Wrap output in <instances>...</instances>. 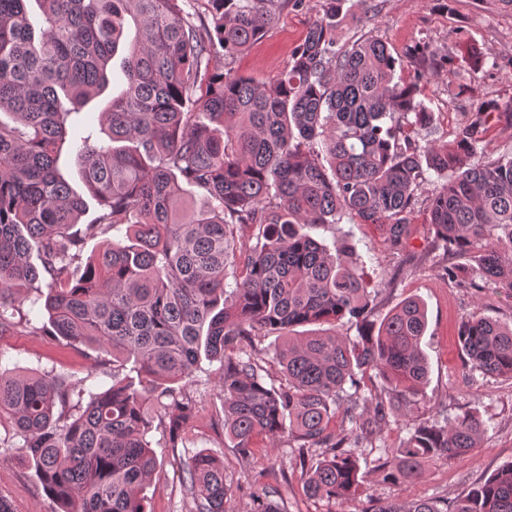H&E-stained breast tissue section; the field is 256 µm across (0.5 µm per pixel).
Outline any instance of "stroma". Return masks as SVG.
Here are the masks:
<instances>
[{"mask_svg": "<svg viewBox=\"0 0 512 512\" xmlns=\"http://www.w3.org/2000/svg\"><path fill=\"white\" fill-rule=\"evenodd\" d=\"M322 0H306L296 8L283 0L263 37L238 55L234 69L240 74L265 79L282 71L294 47L304 38L320 10ZM377 15L366 20L364 6H356L357 21L345 33L354 41L366 33L377 34L392 55L402 59L409 46L426 44L438 59L461 62L470 47L488 57H512V8L500 0H374ZM445 71L422 82L420 97L433 111L428 138L443 145L456 130L470 121L484 102H512V72L477 75L467 89L449 95ZM432 184L419 191L411 214L412 235L407 253L391 252L382 229L375 224L343 220L321 231L326 243L350 242L364 260V276L375 289V314L384 316L407 298L424 302L428 327L421 347L429 362L428 381L417 402L404 416L376 424L370 437H362L350 424L335 422L333 430L344 447L366 460L362 473L370 495L330 503L308 497L303 475L295 459L297 449L286 441L257 439L250 455H242L224 439L219 364H204L201 373L185 381L183 388L204 401L188 435L182 456L201 449L219 455L232 484L234 512H250L252 499L264 489L267 470L286 472L288 483L281 493L288 512H367L370 500L403 501L432 498L455 502L458 495L483 481L499 466L512 461V378L485 377L464 362L457 343L463 317L479 310L504 322L512 321V298L487 288H463L443 274L448 255L437 247L428 222V197ZM0 367L18 374L52 373L57 382L74 390L101 391L112 383V362L93 363L84 349L66 346L51 336H31L17 331L0 337ZM477 410L487 432L473 453L455 461L431 460L424 464L421 479L408 484L385 483L372 466L383 451L402 446L414 423L446 420L465 409ZM0 497L13 512H50L52 504L34 475L20 464L7 427H0ZM158 466L146 489L148 512H181L185 491L181 471L172 451L154 435Z\"/></svg>", "mask_w": 512, "mask_h": 512, "instance_id": "stroma-1", "label": "stroma"}]
</instances>
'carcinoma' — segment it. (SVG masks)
Segmentation results:
<instances>
[{"label":"carcinoma","instance_id":"cac0c4a2","mask_svg":"<svg viewBox=\"0 0 512 512\" xmlns=\"http://www.w3.org/2000/svg\"><path fill=\"white\" fill-rule=\"evenodd\" d=\"M0 0V335H49L97 358L112 355V385L82 403L49 375L0 369V423L21 439L17 459L34 470L54 512H146L157 460L151 435L185 443L201 400L177 383L222 368L224 438L243 455L254 440L287 438L299 448L306 495L329 502L366 494L358 453L336 441L344 419L362 435L407 409L428 368V326L417 298L373 319L371 292L354 248L334 251L310 231L357 217L378 224L389 250L406 249L417 193L434 174L429 223L454 260L448 281L512 295V153L497 154L490 128L512 123V104L481 106L454 139H427L433 112L418 80L441 66L426 45L405 58L416 81L395 80L398 60L381 38L345 49L350 0L321 13L278 75L234 72V58L272 21L278 0ZM126 89L100 112L91 141L81 117L104 91L106 70L129 27ZM223 50L213 55V44ZM448 89L472 74L512 67V58L447 61ZM78 150L97 216L85 211L60 171ZM325 153L331 171L315 157ZM483 154V161L472 157ZM190 192L208 200L188 207ZM255 243L237 256L238 228ZM97 249L86 253L89 242ZM37 249L40 266L29 262ZM47 289L48 322L19 307ZM356 339L293 336V327L340 321ZM283 337L279 383L268 384L248 347L259 333ZM459 349L482 376L512 378V325L475 312L458 329ZM375 372L378 392L358 375ZM163 409L159 419L147 405ZM486 424L464 410L443 424H415L382 480L423 475L430 458L453 461L478 447ZM186 512H234L224 462L206 450L179 461ZM271 487L252 512H285ZM371 512H512V462L448 505L433 499L378 504Z\"/></svg>","mask_w":512,"mask_h":512}]
</instances>
